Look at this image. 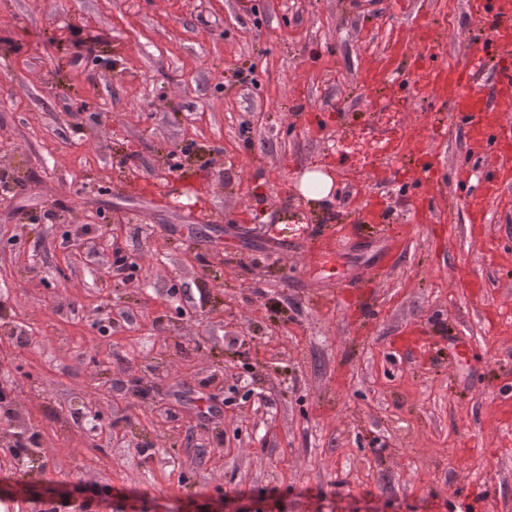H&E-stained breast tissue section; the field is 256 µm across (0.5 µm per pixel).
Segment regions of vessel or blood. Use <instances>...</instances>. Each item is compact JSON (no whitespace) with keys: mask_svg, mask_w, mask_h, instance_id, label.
Here are the masks:
<instances>
[{"mask_svg":"<svg viewBox=\"0 0 512 512\" xmlns=\"http://www.w3.org/2000/svg\"><path fill=\"white\" fill-rule=\"evenodd\" d=\"M471 7L493 30L492 48L474 50L470 61L457 66L444 67L420 58L409 75L389 84L388 92L395 97L404 85L425 82L433 97L446 103L465 128L470 149L497 158L502 154L504 120L512 115V0H472ZM402 52L401 44H393L361 74V85L370 89L384 82ZM412 154L417 161L414 179L425 183L436 170L435 156L420 142Z\"/></svg>","mask_w":512,"mask_h":512,"instance_id":"1","label":"vessel or blood"}]
</instances>
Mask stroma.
Masks as SVG:
<instances>
[{"mask_svg":"<svg viewBox=\"0 0 512 512\" xmlns=\"http://www.w3.org/2000/svg\"><path fill=\"white\" fill-rule=\"evenodd\" d=\"M492 37L469 0H0V385L48 460L0 512H512V163L359 82ZM376 126L432 137L429 217L400 157L337 168ZM403 47L399 42H395L390 50L382 55L376 64L365 70L360 76V83L364 88H373L380 84L387 73L393 71L394 65L402 55ZM311 187V188H310ZM334 189L332 178L318 169L307 172L303 177L302 190L309 200L320 201L331 196Z\"/></svg>","mask_w":512,"mask_h":512,"instance_id":"35a3bbf8","label":"stroma"}]
</instances>
